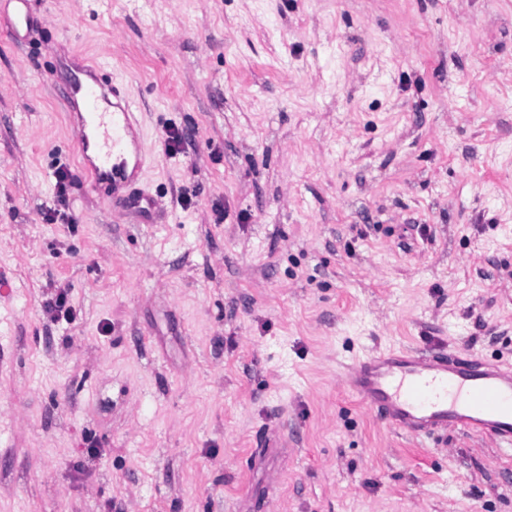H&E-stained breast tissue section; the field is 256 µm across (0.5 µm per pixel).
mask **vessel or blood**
I'll list each match as a JSON object with an SVG mask.
<instances>
[{"label": "vessel or blood", "instance_id": "b4317fda", "mask_svg": "<svg viewBox=\"0 0 512 512\" xmlns=\"http://www.w3.org/2000/svg\"><path fill=\"white\" fill-rule=\"evenodd\" d=\"M61 94L73 109L90 189L100 191L106 183L124 188L129 163L142 161L132 103L97 63L70 71ZM347 384L389 429L432 435L452 427L512 446V366L388 350L354 365Z\"/></svg>", "mask_w": 512, "mask_h": 512}]
</instances>
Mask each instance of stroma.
I'll list each match as a JSON object with an SVG mask.
<instances>
[{"label": "stroma", "instance_id": "1", "mask_svg": "<svg viewBox=\"0 0 512 512\" xmlns=\"http://www.w3.org/2000/svg\"><path fill=\"white\" fill-rule=\"evenodd\" d=\"M33 12L0 22V512H512V447L390 430L344 379L512 366V0ZM78 57L137 113L117 197L48 80Z\"/></svg>", "mask_w": 512, "mask_h": 512}]
</instances>
